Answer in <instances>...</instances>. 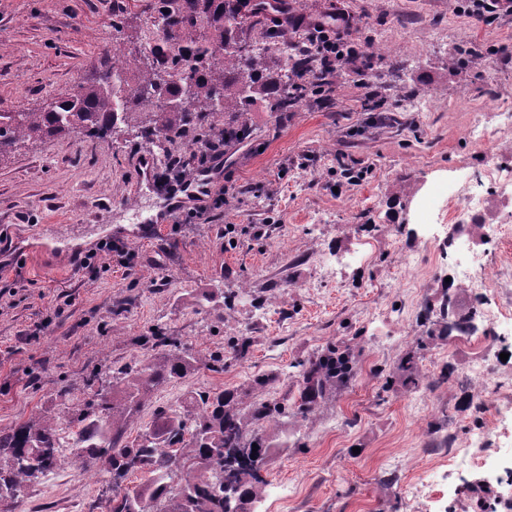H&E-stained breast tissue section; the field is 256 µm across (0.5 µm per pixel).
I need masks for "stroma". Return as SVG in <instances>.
<instances>
[{
  "label": "stroma",
  "mask_w": 512,
  "mask_h": 512,
  "mask_svg": "<svg viewBox=\"0 0 512 512\" xmlns=\"http://www.w3.org/2000/svg\"><path fill=\"white\" fill-rule=\"evenodd\" d=\"M160 6L0 0V113L66 96L111 62L113 40L149 53ZM288 7L349 13V41L363 53L337 68L329 100L255 106L251 140L226 147L202 204L168 208L171 186L139 168L154 144L123 125L0 158V427L47 415L70 433L90 381L145 360L159 325L224 368L201 366L154 391L125 441L159 411L185 416L187 399L204 391L234 392L244 414L267 399L286 404L288 415L255 427L269 447L256 512H467L475 501L512 512L498 466L454 477L438 466L443 448L478 434L512 448V357L500 358L512 324L493 329L492 346L486 322L451 337L440 315L463 238L485 249L489 286L477 302L458 291L460 310L512 308V237L418 220L438 183L512 161V131L497 115L512 103V14L482 22L467 15V0ZM477 122L489 141L469 137ZM342 343L355 356L354 381L308 416L293 413L297 363ZM480 358L496 391L464 377ZM417 474L434 482L421 501L409 491ZM107 480L68 455L1 500L0 512H107Z\"/></svg>",
  "instance_id": "obj_1"
}]
</instances>
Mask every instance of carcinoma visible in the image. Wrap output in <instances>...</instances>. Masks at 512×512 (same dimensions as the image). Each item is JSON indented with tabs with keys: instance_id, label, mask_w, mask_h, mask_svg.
<instances>
[{
	"instance_id": "1",
	"label": "carcinoma",
	"mask_w": 512,
	"mask_h": 512,
	"mask_svg": "<svg viewBox=\"0 0 512 512\" xmlns=\"http://www.w3.org/2000/svg\"><path fill=\"white\" fill-rule=\"evenodd\" d=\"M272 10L265 0H163L157 26L167 45L168 63L160 62L154 51L149 57L135 56L117 42L125 72L114 63L43 112L0 115V156L27 142L76 129L100 138L121 123L139 127L144 138L165 144L190 129L203 138L250 134L247 114L257 102L282 111L315 87L309 60L292 59L282 32L269 19ZM251 19L264 25L259 40L247 36ZM174 100L179 102L175 109ZM147 106L152 112L145 122ZM218 112L224 113V128L213 133L209 119ZM446 315L450 335L477 330L474 314L457 310L452 288ZM152 339L148 361L118 370L112 382L93 392L88 412L77 417L81 427L72 432L74 459L90 464L110 456L108 512H251L256 485L263 483L266 449L250 426L286 414V407L264 400L244 417L234 409L233 394H200L194 414L162 415L139 442H123L124 426L148 394L201 363L159 330ZM352 376L346 346L329 348L300 364L297 413L312 412ZM254 443V457L244 455L243 449ZM59 448V430L50 417L0 428V493L15 498L27 480L56 468L62 461ZM144 469L150 477L138 489L122 488L128 475Z\"/></svg>"
}]
</instances>
